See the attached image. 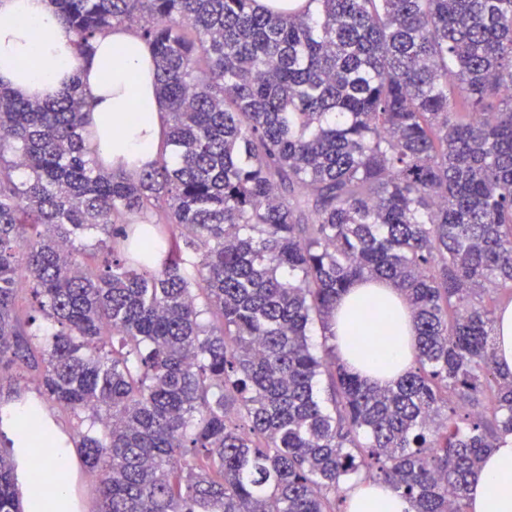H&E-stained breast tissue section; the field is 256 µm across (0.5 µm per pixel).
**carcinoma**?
Instances as JSON below:
<instances>
[{
    "instance_id": "cac0c4a2",
    "label": "carcinoma",
    "mask_w": 512,
    "mask_h": 512,
    "mask_svg": "<svg viewBox=\"0 0 512 512\" xmlns=\"http://www.w3.org/2000/svg\"><path fill=\"white\" fill-rule=\"evenodd\" d=\"M51 2L81 53L151 46L172 160L106 169L78 89L0 87V376L39 450L75 447L96 512H343L360 477L467 512L512 433L483 301L512 303V0ZM373 280L416 320L387 387L329 330ZM29 455L0 451V512Z\"/></svg>"
}]
</instances>
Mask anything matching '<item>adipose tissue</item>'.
Listing matches in <instances>:
<instances>
[{
	"label": "adipose tissue",
	"instance_id": "ef3b65f1",
	"mask_svg": "<svg viewBox=\"0 0 512 512\" xmlns=\"http://www.w3.org/2000/svg\"><path fill=\"white\" fill-rule=\"evenodd\" d=\"M0 85L40 100L78 86L90 104L92 148L104 166L124 167L134 177L159 158L162 103L152 50L129 28L106 30L80 54L52 0H0ZM370 309L381 314L393 339L383 367L366 356L372 341L357 329ZM334 330L348 370L378 385L396 382L413 366L414 318L401 291L388 282L353 288L336 308ZM347 496L348 512H411L409 501L385 484L360 480ZM466 498L469 512H512V434L485 455Z\"/></svg>",
	"mask_w": 512,
	"mask_h": 512
}]
</instances>
